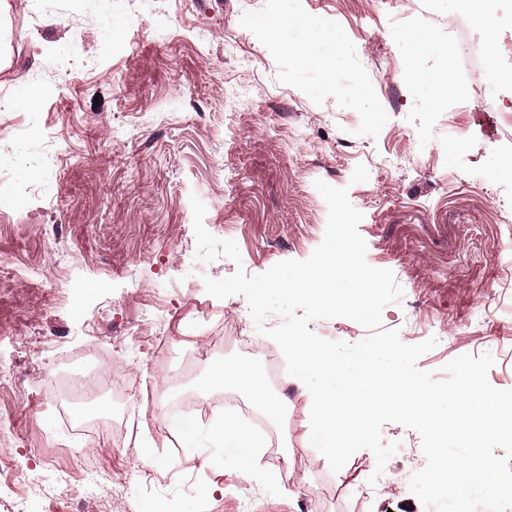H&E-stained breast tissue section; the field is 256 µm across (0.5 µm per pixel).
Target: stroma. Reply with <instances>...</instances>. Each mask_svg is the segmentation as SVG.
<instances>
[{"mask_svg": "<svg viewBox=\"0 0 512 512\" xmlns=\"http://www.w3.org/2000/svg\"><path fill=\"white\" fill-rule=\"evenodd\" d=\"M288 12L309 29L255 25ZM419 33L436 48L415 61ZM64 66L69 80L36 108L62 140L52 203L18 207L45 147L14 148L29 114L0 107V154L17 155L0 171V512H427L410 490L426 465L419 434L383 426L400 444L390 482H372L366 449L331 472L306 450L312 402L292 376L279 456L259 452L248 474L187 457L160 402L209 406L204 429L222 413L198 388L211 365L266 370L278 345L244 296L216 299L204 280L307 259L328 217L318 180L347 189L368 263L403 290L382 329L437 339L418 369L442 380L449 361L488 353L490 384L512 389V175L497 168L512 159V96L485 80L512 71V0L487 21L457 0H83L72 19L62 0H0V100ZM446 75L449 93L429 98ZM194 195L240 261L197 258ZM91 346L124 348L119 378L158 390L140 421L155 464L59 421L42 380Z\"/></svg>", "mask_w": 512, "mask_h": 512, "instance_id": "1", "label": "stroma"}]
</instances>
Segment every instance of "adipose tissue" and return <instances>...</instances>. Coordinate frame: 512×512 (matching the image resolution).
<instances>
[{
    "label": "adipose tissue",
    "mask_w": 512,
    "mask_h": 512,
    "mask_svg": "<svg viewBox=\"0 0 512 512\" xmlns=\"http://www.w3.org/2000/svg\"><path fill=\"white\" fill-rule=\"evenodd\" d=\"M199 387L205 392L215 389L247 390L254 405L273 418L283 412L286 404L283 397L269 391L254 364L250 362L230 360L216 364L210 368ZM174 430L187 454L196 455L202 441L206 440L211 447L217 448V456H224L226 461L244 473L251 471L257 450L264 445L263 439L231 415L225 416L222 422L215 424L204 434L186 422L175 423Z\"/></svg>",
    "instance_id": "1"
}]
</instances>
